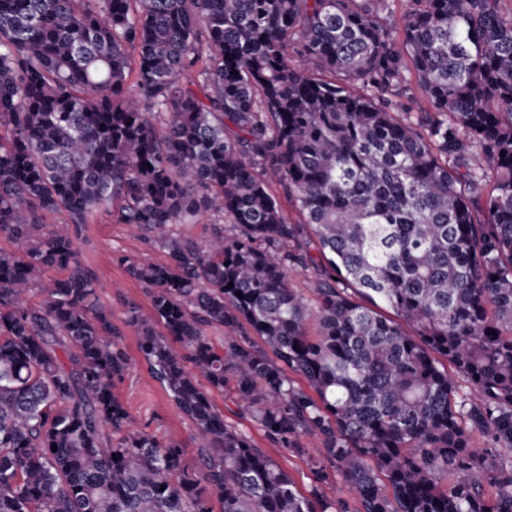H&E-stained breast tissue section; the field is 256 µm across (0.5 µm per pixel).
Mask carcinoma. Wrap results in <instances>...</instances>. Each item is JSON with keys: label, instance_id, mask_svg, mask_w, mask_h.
<instances>
[{"label": "carcinoma", "instance_id": "cac0c4a2", "mask_svg": "<svg viewBox=\"0 0 512 512\" xmlns=\"http://www.w3.org/2000/svg\"><path fill=\"white\" fill-rule=\"evenodd\" d=\"M389 2L0 0V512H350L210 388L285 448L317 438L355 512H512V468L471 444L512 448V11L407 0L398 44ZM407 72L430 108L399 119ZM101 207L167 250L129 265L153 319L125 323L196 466L114 393L129 357L71 231ZM215 212L231 234L171 233ZM406 9V0H395L389 11H383L377 15V20L390 29L397 42L403 39V16ZM288 278L292 288L303 297L310 308L315 306L316 296L314 293V273L301 267L292 266L288 269ZM212 403L228 424L249 436L257 448L294 479L302 494L311 496L315 488L313 467L316 462L322 461V446L318 440L304 437L300 440L301 448H283L267 437L250 409L225 391L213 392Z\"/></svg>", "mask_w": 512, "mask_h": 512}]
</instances>
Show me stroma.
Listing matches in <instances>:
<instances>
[{
    "label": "stroma",
    "mask_w": 512,
    "mask_h": 512,
    "mask_svg": "<svg viewBox=\"0 0 512 512\" xmlns=\"http://www.w3.org/2000/svg\"><path fill=\"white\" fill-rule=\"evenodd\" d=\"M75 244L85 269L93 276L99 299L112 308V320L121 326L123 343L130 358V366L114 392L128 409L132 429L143 431L165 440L179 439L185 448V460L197 461L194 444L195 427L169 399L166 391L152 377L139 350V337L134 328L125 326L128 302H136L144 317H151L150 299L144 286L131 278L126 265L131 261L160 264L167 253L160 244L145 236L134 235L122 224L112 223L104 211H96L88 223L80 225ZM212 403L225 421L249 436L266 456L290 475L302 494L314 488L324 491L344 489L345 484L336 471H329L326 482L315 483L313 467L322 459L321 444L312 438H302L300 447L284 448L267 437L250 409L238 403L229 394L213 393Z\"/></svg>",
    "instance_id": "stroma-1"
}]
</instances>
